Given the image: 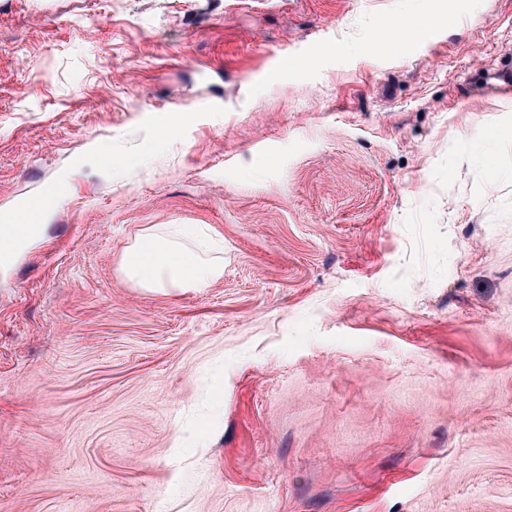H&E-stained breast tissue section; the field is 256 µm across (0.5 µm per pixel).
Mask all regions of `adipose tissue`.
Instances as JSON below:
<instances>
[{
	"label": "adipose tissue",
	"instance_id": "adipose-tissue-1",
	"mask_svg": "<svg viewBox=\"0 0 512 512\" xmlns=\"http://www.w3.org/2000/svg\"><path fill=\"white\" fill-rule=\"evenodd\" d=\"M218 244L204 229L175 224L163 234L138 237L122 260L126 277L141 287L201 288L223 274L213 256Z\"/></svg>",
	"mask_w": 512,
	"mask_h": 512
}]
</instances>
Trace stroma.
<instances>
[{
    "instance_id": "1",
    "label": "stroma",
    "mask_w": 512,
    "mask_h": 512,
    "mask_svg": "<svg viewBox=\"0 0 512 512\" xmlns=\"http://www.w3.org/2000/svg\"><path fill=\"white\" fill-rule=\"evenodd\" d=\"M0 0V512H512V0ZM436 16L393 43L391 20ZM204 224L203 288L137 236ZM61 192L59 185H50L43 192L27 197L17 214H11L7 217L14 220L16 224L0 225V238L4 241H10L15 235L21 224L25 226V239L35 237L39 231L41 224H30L36 222L40 216L47 210L49 203L56 198ZM218 244L192 224H172L162 235L138 237L122 260L126 277L143 288L164 284L173 288H202L224 270L212 256Z\"/></svg>"
}]
</instances>
